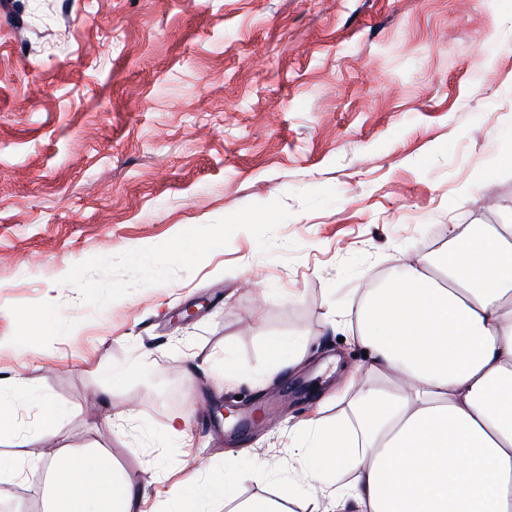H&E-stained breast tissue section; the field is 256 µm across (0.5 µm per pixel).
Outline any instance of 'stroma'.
Wrapping results in <instances>:
<instances>
[{"mask_svg": "<svg viewBox=\"0 0 512 512\" xmlns=\"http://www.w3.org/2000/svg\"><path fill=\"white\" fill-rule=\"evenodd\" d=\"M510 151L512 0H0V512H45L64 447L110 453L142 512L228 459L236 500L271 496L366 364L332 315L450 225L512 224ZM285 341L305 363L256 381ZM31 331L43 336L54 335L59 327L55 304L52 296H47L41 308L30 316Z\"/></svg>", "mask_w": 512, "mask_h": 512, "instance_id": "1", "label": "stroma"}]
</instances>
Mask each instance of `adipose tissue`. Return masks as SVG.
I'll return each instance as SVG.
<instances>
[{
    "instance_id": "obj_1",
    "label": "adipose tissue",
    "mask_w": 512,
    "mask_h": 512,
    "mask_svg": "<svg viewBox=\"0 0 512 512\" xmlns=\"http://www.w3.org/2000/svg\"><path fill=\"white\" fill-rule=\"evenodd\" d=\"M448 234L363 294L370 377L301 426L310 512H512V224ZM48 471L49 512H140L111 454L62 448Z\"/></svg>"
}]
</instances>
